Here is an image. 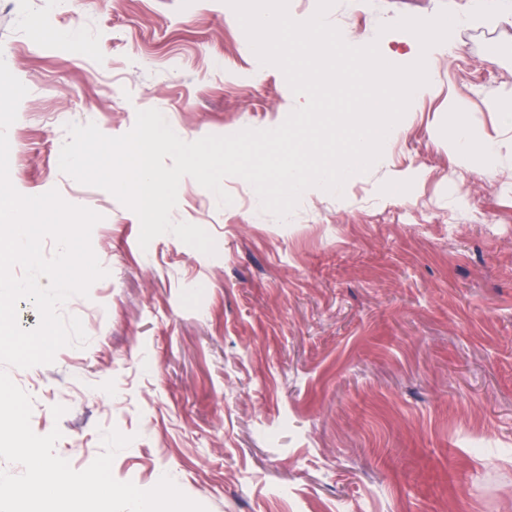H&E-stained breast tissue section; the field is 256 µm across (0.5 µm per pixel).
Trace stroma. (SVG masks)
<instances>
[{
    "label": "stroma",
    "mask_w": 512,
    "mask_h": 512,
    "mask_svg": "<svg viewBox=\"0 0 512 512\" xmlns=\"http://www.w3.org/2000/svg\"><path fill=\"white\" fill-rule=\"evenodd\" d=\"M478 0H336L327 18L409 65L403 17ZM383 156L285 220L237 176L228 205L183 177L173 222L215 255L140 223L59 169L67 124L127 133L159 110L187 142L281 125L306 98L255 56L226 0H0V54L28 89L8 130L10 179L101 214L107 277L71 297L84 346L10 368L31 428L60 429L73 467L130 436L112 475L172 477L207 512H512V17L461 25ZM491 136L461 165L456 116ZM64 406L54 418L53 406Z\"/></svg>",
    "instance_id": "1"
}]
</instances>
